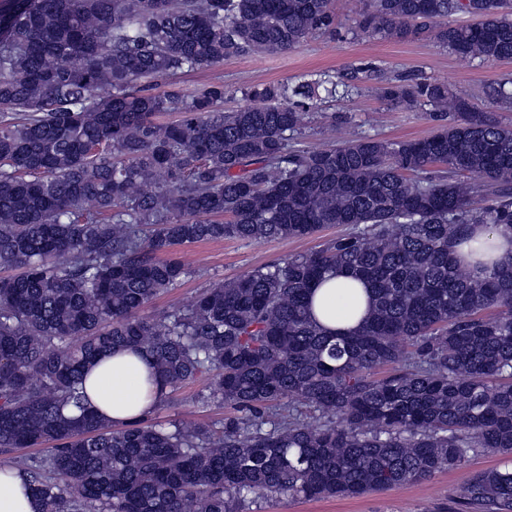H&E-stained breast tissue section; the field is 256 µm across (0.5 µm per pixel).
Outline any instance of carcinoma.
Returning <instances> with one entry per match:
<instances>
[{
    "label": "carcinoma",
    "instance_id": "cac0c4a2",
    "mask_svg": "<svg viewBox=\"0 0 512 512\" xmlns=\"http://www.w3.org/2000/svg\"><path fill=\"white\" fill-rule=\"evenodd\" d=\"M476 19L450 26L448 15ZM358 26L512 59V0H366ZM336 31L333 0H9L0 10V465L43 512H249L259 497H355L512 453V267L475 278L450 244L512 225V128L436 83L380 87L429 107L419 139L298 148L318 78L152 94L148 83ZM175 112L163 123L158 116ZM431 167L443 172L426 176ZM346 232L203 291L147 305L188 277L161 254L204 241ZM370 289L351 334L328 335L312 291ZM497 308L494 317L483 311ZM415 348L404 360V346ZM145 351L166 398L203 379L217 424L122 426L85 402L88 367ZM399 365L381 379L376 371ZM512 512V469L462 489Z\"/></svg>",
    "mask_w": 512,
    "mask_h": 512
}]
</instances>
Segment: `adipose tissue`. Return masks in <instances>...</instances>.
<instances>
[{
  "instance_id": "adipose-tissue-1",
  "label": "adipose tissue",
  "mask_w": 512,
  "mask_h": 512,
  "mask_svg": "<svg viewBox=\"0 0 512 512\" xmlns=\"http://www.w3.org/2000/svg\"><path fill=\"white\" fill-rule=\"evenodd\" d=\"M453 252L483 254L477 274H487L493 267L512 262V226L503 224L489 231L476 227L473 238L456 244ZM364 285L339 273L328 276L313 297V312L328 333L354 332L367 307ZM91 407L98 414L124 424L152 411L162 396L161 383L151 359L142 351L117 348L99 359L85 380ZM40 502L32 494L19 472L0 473V512H40Z\"/></svg>"
}]
</instances>
